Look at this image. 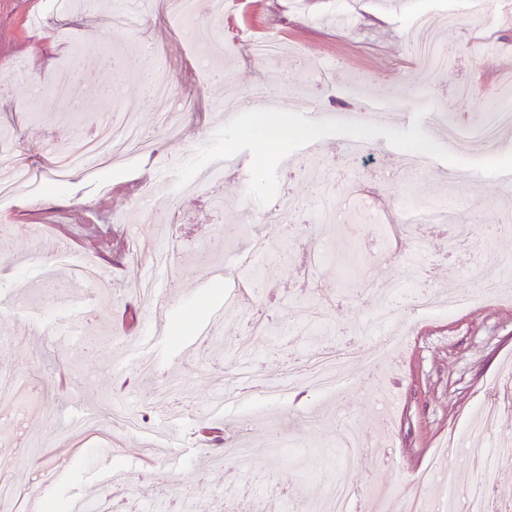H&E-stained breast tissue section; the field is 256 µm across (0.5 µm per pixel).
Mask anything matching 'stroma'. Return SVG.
Masks as SVG:
<instances>
[{"instance_id":"stroma-1","label":"stroma","mask_w":512,"mask_h":512,"mask_svg":"<svg viewBox=\"0 0 512 512\" xmlns=\"http://www.w3.org/2000/svg\"><path fill=\"white\" fill-rule=\"evenodd\" d=\"M458 15L445 40V67L421 72L407 34L423 16ZM224 64L203 66L200 47L173 22L163 0H142L130 28L114 33L98 7L57 10L53 0H0V151L34 173L0 208V378L22 373L18 399L0 397V413L22 407L38 436L15 447L0 423V484L24 512H68L91 498L98 512H307L336 479H350L364 499L391 497L407 512L415 476L435 448L453 443L448 465L459 483L471 477L464 445H512V292L481 294V274L512 260V212L501 176L512 172V129L494 156L445 148L442 133L421 127L424 112L444 110L461 123L485 98L512 93V0H224L215 21ZM276 36L294 51L258 60L245 42ZM171 80L179 102L177 136L156 122L147 88ZM64 84L76 113L60 116L36 101V81ZM283 83L295 94L290 132L259 151L251 132V93ZM471 87L460 96V87ZM138 114L151 147L91 177L59 181L53 162L71 136H93L104 98ZM372 105L388 119L358 125L319 124L306 113L352 112ZM424 142L427 170L405 165L410 145ZM237 156L251 181L233 174L152 212L149 195L195 180L224 154ZM322 165L312 178L308 164ZM290 196L285 221L254 224L268 251L254 256L235 240L242 214L273 212ZM449 204L469 222L455 242L410 221V203ZM175 241L176 260L197 259L195 272H150L155 237ZM89 258L109 280L111 297L72 286L69 262ZM401 281L388 295L360 288ZM152 274L171 309L163 326L149 319L137 286ZM473 294L453 313L413 315L415 291ZM397 320L399 342L371 371L375 344L356 331L383 307ZM348 351L337 393L315 394L304 382L313 354ZM255 369L276 381L296 370L288 397L258 390L222 412L208 408L216 383L235 384ZM497 409L484 428L482 405ZM137 414L128 430L117 411ZM246 442V458L219 466L200 442L201 420ZM368 440L354 467L326 452L341 420ZM110 453L109 483L88 466ZM67 481L37 495L56 467Z\"/></svg>"}]
</instances>
